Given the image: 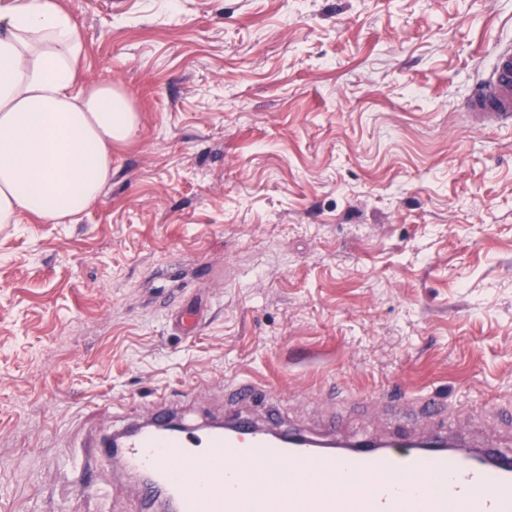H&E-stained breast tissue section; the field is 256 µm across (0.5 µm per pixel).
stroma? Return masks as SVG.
Listing matches in <instances>:
<instances>
[{
    "label": "stroma",
    "mask_w": 512,
    "mask_h": 512,
    "mask_svg": "<svg viewBox=\"0 0 512 512\" xmlns=\"http://www.w3.org/2000/svg\"><path fill=\"white\" fill-rule=\"evenodd\" d=\"M62 3L139 128L76 223L0 224V512H138L109 460L81 490L83 440L223 418L242 376L313 432L388 429L328 389L433 391L504 439L512 129L460 107L512 0Z\"/></svg>",
    "instance_id": "35a3bbf8"
}]
</instances>
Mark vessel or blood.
Wrapping results in <instances>:
<instances>
[{
	"instance_id": "obj_1",
	"label": "vessel or blood",
	"mask_w": 512,
	"mask_h": 512,
	"mask_svg": "<svg viewBox=\"0 0 512 512\" xmlns=\"http://www.w3.org/2000/svg\"><path fill=\"white\" fill-rule=\"evenodd\" d=\"M477 127L512 128V42L463 100ZM269 390L242 378L223 421L170 431L158 400L116 434L113 460L145 474L142 501L168 493L177 512H512V447L456 430L459 406L432 392L402 397L393 432L316 435L284 427Z\"/></svg>"
}]
</instances>
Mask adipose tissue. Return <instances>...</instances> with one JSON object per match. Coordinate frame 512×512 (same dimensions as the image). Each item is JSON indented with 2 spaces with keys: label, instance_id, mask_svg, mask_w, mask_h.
Returning a JSON list of instances; mask_svg holds the SVG:
<instances>
[{
  "label": "adipose tissue",
  "instance_id": "ef3b65f1",
  "mask_svg": "<svg viewBox=\"0 0 512 512\" xmlns=\"http://www.w3.org/2000/svg\"><path fill=\"white\" fill-rule=\"evenodd\" d=\"M84 43L61 0L0 6V224L75 220L112 179V144L138 116L108 83H81Z\"/></svg>",
  "mask_w": 512,
  "mask_h": 512
}]
</instances>
